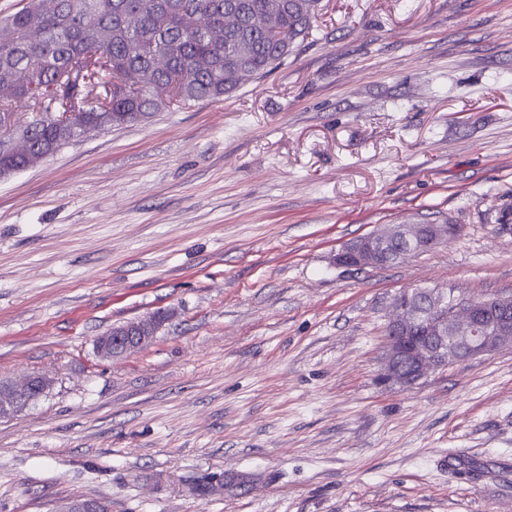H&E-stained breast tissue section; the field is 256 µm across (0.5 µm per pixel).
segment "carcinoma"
Returning <instances> with one entry per match:
<instances>
[{
    "label": "carcinoma",
    "mask_w": 512,
    "mask_h": 512,
    "mask_svg": "<svg viewBox=\"0 0 512 512\" xmlns=\"http://www.w3.org/2000/svg\"><path fill=\"white\" fill-rule=\"evenodd\" d=\"M320 2L27 0L0 18V121L11 129L0 170L34 165L85 126H132L235 93L312 34ZM22 106L34 116L14 128Z\"/></svg>",
    "instance_id": "cac0c4a2"
}]
</instances>
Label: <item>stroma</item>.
Instances as JSON below:
<instances>
[{"mask_svg": "<svg viewBox=\"0 0 512 512\" xmlns=\"http://www.w3.org/2000/svg\"><path fill=\"white\" fill-rule=\"evenodd\" d=\"M322 6L231 96L0 178V376L51 381L0 420V512H512V351L379 379L401 290L512 294V0ZM455 224H388L381 230L360 237L338 252L336 265L384 268L407 255L429 251L458 232ZM161 321V316L155 315L112 327L111 331L97 338L98 354L104 358H113L143 347L153 338Z\"/></svg>", "mask_w": 512, "mask_h": 512, "instance_id": "obj_1", "label": "stroma"}]
</instances>
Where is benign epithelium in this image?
<instances>
[{
    "mask_svg": "<svg viewBox=\"0 0 512 512\" xmlns=\"http://www.w3.org/2000/svg\"><path fill=\"white\" fill-rule=\"evenodd\" d=\"M457 232L456 225L446 223L388 224L350 242L334 261L343 267L384 268L429 251ZM393 310L380 373L385 384L409 387L431 370L512 348V295L496 294L477 305L454 289H406L395 298ZM160 322L155 315L115 326L97 338V352L113 358L135 351L153 338ZM50 387L40 375L20 383L0 378V419L24 411ZM101 507L98 500L76 497L59 512H101Z\"/></svg>",
    "mask_w": 512,
    "mask_h": 512,
    "instance_id": "obj_1",
    "label": "benign epithelium"
}]
</instances>
